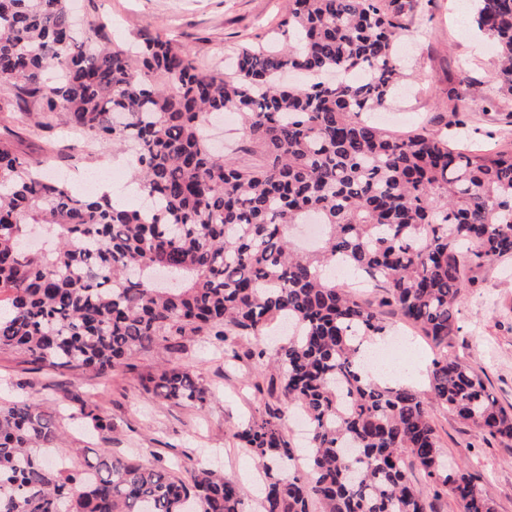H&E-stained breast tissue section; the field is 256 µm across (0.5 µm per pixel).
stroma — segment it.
I'll return each instance as SVG.
<instances>
[{
  "label": "stroma",
  "instance_id": "obj_1",
  "mask_svg": "<svg viewBox=\"0 0 512 512\" xmlns=\"http://www.w3.org/2000/svg\"><path fill=\"white\" fill-rule=\"evenodd\" d=\"M463 3L431 0L405 19L397 38L405 49L404 94L384 108L380 121L389 132L436 137L454 133L473 146L503 144L508 118L504 111L485 109L482 101L483 95L500 93L496 49L471 25ZM71 6L83 20H107V29L89 32L90 42L106 37L123 45L139 40L151 25L162 24L177 45L220 71L225 56L277 25L287 0H71ZM37 109L34 98L0 85V110L15 115L13 121L0 123V141L11 142L48 175H68L76 189L82 177L103 171L111 153L72 149L64 113L56 112L50 127L39 128L25 118ZM458 111L469 118L461 129L452 124ZM457 308L455 349L467 356L498 403L512 410V257L487 263L464 289ZM392 331L405 334L411 346L415 369L406 383L427 399L445 456L474 474L497 512H512V442L478 435L446 407L430 402V344L400 318H393ZM234 349L240 358L228 363L195 336L174 353L173 364L190 368L207 389L210 398L202 408L145 393L144 383L161 363L154 351L140 352L104 383L65 368L38 369L14 352L0 351V400L32 395L48 408H61L63 450L76 461L86 451L106 448L117 457L156 455L180 477L190 459L218 466L240 486L245 512H258L264 476L234 433L243 421L263 414L269 371L247 357V342H237ZM93 404L111 417V431L96 432L81 422V407Z\"/></svg>",
  "mask_w": 512,
  "mask_h": 512
}]
</instances>
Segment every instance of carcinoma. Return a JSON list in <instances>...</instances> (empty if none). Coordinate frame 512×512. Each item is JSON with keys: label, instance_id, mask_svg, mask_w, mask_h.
Listing matches in <instances>:
<instances>
[{"label": "carcinoma", "instance_id": "obj_1", "mask_svg": "<svg viewBox=\"0 0 512 512\" xmlns=\"http://www.w3.org/2000/svg\"><path fill=\"white\" fill-rule=\"evenodd\" d=\"M418 5L289 0L281 44L242 47L226 78L159 25L126 48L91 46L67 0H0V84L39 97L34 124L61 110L84 146L126 152L151 201L79 194L0 143V349L102 378L190 336L216 350L251 340L249 356L279 373L268 395L311 427L294 445L269 404L234 433L265 473L260 512H437L444 495L460 512H495L448 463L420 393L375 382L359 362L364 343L389 335L394 308L436 349L432 399L512 442V411L451 342L472 275L512 255V148L399 136L364 118L397 95L396 37ZM473 22L500 47L512 95V0H474ZM356 70L363 79L346 78ZM225 112L261 164L211 151L208 121ZM309 218L322 237L302 252L289 228ZM338 262L381 289L378 301L336 282ZM278 320L288 340L269 358L259 336ZM145 391L208 403L186 367L163 368ZM80 418L112 429L96 406ZM63 435L36 399L0 403V512H186L189 499L200 512H243L238 484L203 467L182 479L105 448L51 466L43 453Z\"/></svg>", "mask_w": 512, "mask_h": 512}]
</instances>
